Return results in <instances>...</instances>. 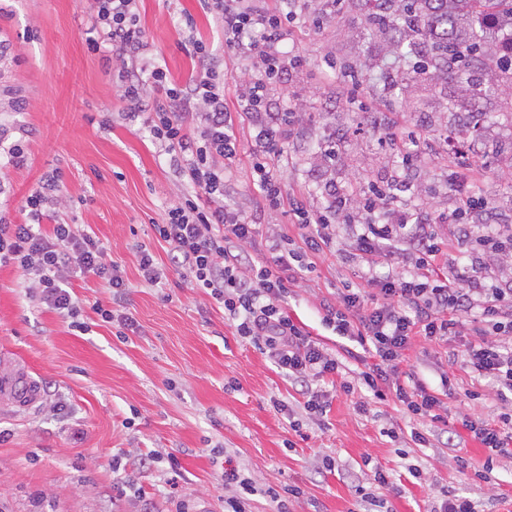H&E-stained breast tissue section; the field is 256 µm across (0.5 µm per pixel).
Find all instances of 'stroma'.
<instances>
[{"label": "stroma", "mask_w": 512, "mask_h": 512, "mask_svg": "<svg viewBox=\"0 0 512 512\" xmlns=\"http://www.w3.org/2000/svg\"><path fill=\"white\" fill-rule=\"evenodd\" d=\"M141 24L157 63L178 81L191 78L197 62L180 49L185 15L196 33L224 59V94L235 103L245 90L248 63L224 48V37L198 0H139ZM302 12L282 51L303 59L292 72L290 98L281 108L300 112L280 161L283 192L308 193L314 207L327 203L325 185L360 201L369 187L405 172L393 209L443 217L441 242H457L447 221L460 206L452 177L477 183L492 209V224L512 233V86L485 67L476 96L443 75L410 76L413 57L391 50L389 36L369 35L367 0H303ZM91 0H0V40L12 47L0 58V152L28 130L27 166L0 182V222L21 218L24 199L43 173L60 169L64 206L60 219L95 234L126 271L122 312L137 328L118 337L93 303L112 306L111 289L73 280L86 330L41 304L21 272L0 266V371L27 363L41 399L29 410L0 401V512H172L177 499L193 512H224L230 489L224 471L236 468L259 489L252 512H274L268 487L300 486L304 495L291 512H347L362 486L382 501L381 512H428L435 494L452 489L475 512H507L512 498V458H498L490 481L474 476L486 450L462 431L461 421L512 413V399L463 362L477 329L465 315L458 335L444 342L415 337L401 366L428 392L449 395L447 423L418 425L394 393L373 397L356 385V374L373 357L356 342L322 324L323 301L359 282L366 259L355 256L351 225L332 227L331 251L294 285L288 312L312 339L335 356L341 372L322 382L330 401L326 416L303 407L299 384L267 355L234 336L224 311L178 277L151 286L138 270V247L159 261L168 256L152 226L181 196L186 183L170 169L143 120H123L108 46L91 50L95 38ZM357 69L354 95H338L347 66ZM26 101L15 111L13 97ZM484 121L470 124L473 111ZM333 146L324 162L318 144ZM420 159L403 169L400 149ZM236 201L268 237L298 239L284 211L263 208L248 158L236 172ZM352 383L344 392L343 383ZM287 402L274 412L270 398ZM422 427L426 446L410 438ZM155 453V467H139ZM178 457L172 473L167 454ZM334 470H327L325 459ZM383 470L386 485L374 483Z\"/></svg>", "instance_id": "stroma-1"}]
</instances>
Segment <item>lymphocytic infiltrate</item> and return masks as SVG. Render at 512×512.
Returning <instances> with one entry per match:
<instances>
[{
	"instance_id": "f902f5d3",
	"label": "lymphocytic infiltrate",
	"mask_w": 512,
	"mask_h": 512,
	"mask_svg": "<svg viewBox=\"0 0 512 512\" xmlns=\"http://www.w3.org/2000/svg\"><path fill=\"white\" fill-rule=\"evenodd\" d=\"M136 2L94 0L95 28L122 62L117 89L127 116L144 117L153 144L168 155L191 187L187 195L166 206L154 227L167 246L169 265H159L151 252L140 250L142 280L155 285L174 273L203 290L223 308L236 336L251 340L277 368L304 385L305 410L323 416L326 394L309 384L336 377L340 366L289 317L288 284L311 270L309 255L330 248V228L351 199L334 189L327 206L313 208L306 194L284 195L282 174L274 165L284 153L288 133L298 124L296 112L281 111L269 93L272 84L282 82L301 63L300 56L290 57L279 49L289 39L297 13L270 9L265 0H199L222 31L225 47L252 62L249 90L231 107L224 97V72L210 46L195 37L193 19L185 21V43L199 68L181 83L151 58ZM243 123L252 130L257 192L268 208L287 205L303 242L293 248L288 241H272L268 258L260 261L246 249L256 238V225L224 200L232 189L240 153L237 128ZM60 192L59 172H46L22 204L26 222L0 225V264H15L42 303L73 319L79 315L80 302L73 295L72 279L105 283L116 303L123 299L128 283L121 265L98 237L63 222L53 224L50 232L41 230L40 223L54 212ZM391 198L390 189L370 187L357 220V249L375 256L399 240H408L405 266L389 268L381 277L375 269L363 271L366 286L378 288L380 301H372L364 288L345 286L336 304L326 306L322 322L336 336L359 343L375 357V364L358 374L360 384L375 398H384L386 389H393L408 414L439 421L448 411L447 403L420 383L404 385L398 377L412 338L433 341L456 335L461 316L475 309L493 333L511 334L512 285L482 287L474 265L456 278H445L432 219L417 221L405 212L388 217ZM464 357L472 370L489 379L498 396L512 393V346L476 339L468 342ZM461 426L491 455H512L511 415L465 420Z\"/></svg>"
}]
</instances>
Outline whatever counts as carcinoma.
<instances>
[{
  "label": "carcinoma",
  "instance_id": "cac0c4a2",
  "mask_svg": "<svg viewBox=\"0 0 512 512\" xmlns=\"http://www.w3.org/2000/svg\"><path fill=\"white\" fill-rule=\"evenodd\" d=\"M368 25L373 33H390L400 50L417 40L427 45L419 75L466 74L467 89L481 84L482 66L491 63L512 83V0H369ZM457 64L448 67L450 57Z\"/></svg>",
  "mask_w": 512,
  "mask_h": 512
}]
</instances>
